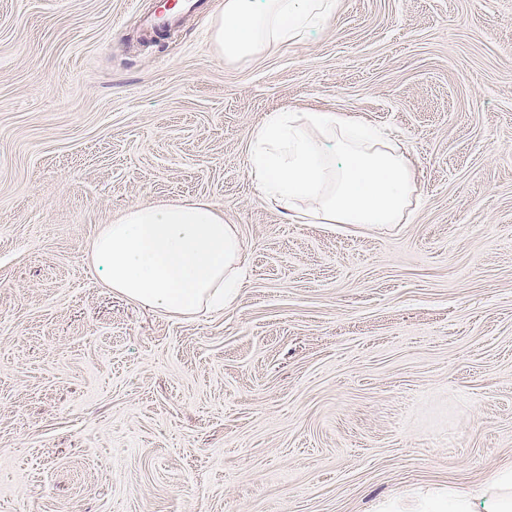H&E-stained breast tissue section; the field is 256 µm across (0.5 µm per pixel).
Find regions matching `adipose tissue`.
<instances>
[{"label":"adipose tissue","instance_id":"1","mask_svg":"<svg viewBox=\"0 0 512 512\" xmlns=\"http://www.w3.org/2000/svg\"><path fill=\"white\" fill-rule=\"evenodd\" d=\"M335 7V0H224L213 40L226 59H244L304 37ZM325 140L337 142L344 163L322 149ZM250 175L265 197L315 224H398L416 193L404 152L331 112L269 113L253 139ZM241 253L235 225L209 204L128 208L91 247L109 288L181 315L237 300ZM470 497L433 489L394 512H470Z\"/></svg>","mask_w":512,"mask_h":512}]
</instances>
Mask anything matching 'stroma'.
Listing matches in <instances>:
<instances>
[{
  "instance_id": "35a3bbf8",
  "label": "stroma",
  "mask_w": 512,
  "mask_h": 512,
  "mask_svg": "<svg viewBox=\"0 0 512 512\" xmlns=\"http://www.w3.org/2000/svg\"><path fill=\"white\" fill-rule=\"evenodd\" d=\"M223 0H0V512H376L512 465V0H336L228 60ZM405 151L402 223L309 224L249 175L272 111ZM235 225L243 288L181 316L113 293L141 204Z\"/></svg>"
}]
</instances>
